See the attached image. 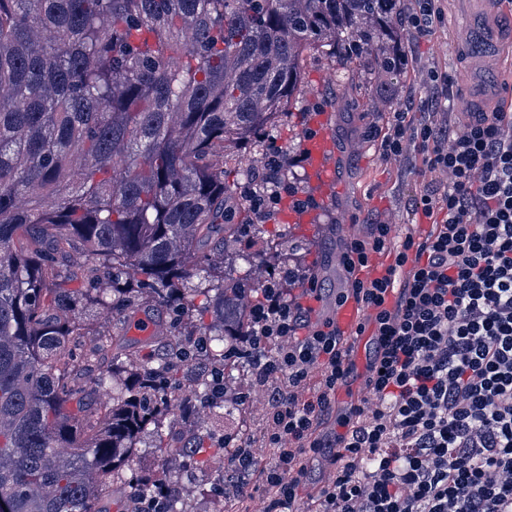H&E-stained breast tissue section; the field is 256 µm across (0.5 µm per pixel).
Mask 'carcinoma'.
<instances>
[{"instance_id":"cac0c4a2","label":"carcinoma","mask_w":512,"mask_h":512,"mask_svg":"<svg viewBox=\"0 0 512 512\" xmlns=\"http://www.w3.org/2000/svg\"><path fill=\"white\" fill-rule=\"evenodd\" d=\"M403 0H0V500L8 512H103L137 442L202 468L227 448L186 423L173 392L208 401L211 369L244 331L261 256L235 251L238 205L217 151L263 132L329 47L401 74L383 30ZM233 262L211 267V251ZM164 360L117 377L134 351L116 333L76 347L107 307L145 306ZM195 334L210 366L178 357ZM110 398L103 400L100 393Z\"/></svg>"}]
</instances>
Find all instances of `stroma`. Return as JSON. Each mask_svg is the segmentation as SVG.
Instances as JSON below:
<instances>
[{
  "instance_id": "stroma-1",
  "label": "stroma",
  "mask_w": 512,
  "mask_h": 512,
  "mask_svg": "<svg viewBox=\"0 0 512 512\" xmlns=\"http://www.w3.org/2000/svg\"><path fill=\"white\" fill-rule=\"evenodd\" d=\"M445 27L434 35L413 37L401 28L396 37L407 54L406 66L395 79L388 97L376 92L377 80L370 60L356 69L339 66L323 50H309L302 70V90L295 94L284 115L277 118L260 138L241 145L238 153L246 163H260L270 154L292 156L302 149L303 136L314 115L328 113L336 151L338 181L332 199L316 211L313 224H292L284 215L267 224H252L249 207H240L236 221L251 224L250 239L265 246L266 262L301 266L317 276L324 301L335 302L347 286V274L334 257L348 236L366 233L375 216L391 225L394 241H402L419 222L411 211L412 199L437 175L421 171L410 160H388L380 143L391 112L402 110L429 95L424 69L431 64L447 67L455 80L454 94L441 101V109L457 115L489 112L503 99L512 98V12L490 0L488 13L502 41L498 46L473 30L463 0H446ZM493 51L497 61L482 76H474V56ZM267 392L256 387L244 406H230L224 414L201 411L203 428L214 435L246 434L260 438L266 418ZM151 435L140 440L143 453L140 472L163 473L182 489L188 512H224L225 500L215 494L218 477L235 485L241 477L224 470L223 457H214L203 469L179 463L168 467L149 453Z\"/></svg>"
}]
</instances>
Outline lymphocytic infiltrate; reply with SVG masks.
Here are the masks:
<instances>
[{
  "label": "lymphocytic infiltrate",
  "mask_w": 512,
  "mask_h": 512,
  "mask_svg": "<svg viewBox=\"0 0 512 512\" xmlns=\"http://www.w3.org/2000/svg\"><path fill=\"white\" fill-rule=\"evenodd\" d=\"M394 113L384 158H414L444 174L413 210L425 231L394 244L391 226L369 224L348 239L342 266L369 311L372 354L356 374L352 347L312 323L303 296L315 274L269 271L245 331L232 349L252 383L270 384L262 440L237 438L234 461L247 480L230 494L233 512H512V103L450 121ZM301 157L267 160L265 190L252 192L256 223L275 219L283 197L317 208L282 180ZM389 258L371 274L373 257ZM360 381L345 408L336 393ZM273 462L258 465L256 447ZM328 476L308 480L313 461Z\"/></svg>",
  "instance_id": "obj_1"
}]
</instances>
